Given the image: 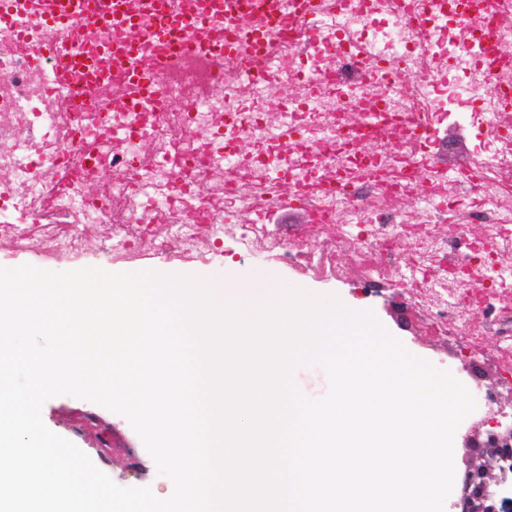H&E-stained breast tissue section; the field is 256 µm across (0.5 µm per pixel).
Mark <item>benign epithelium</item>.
I'll list each match as a JSON object with an SVG mask.
<instances>
[{
  "label": "benign epithelium",
  "mask_w": 512,
  "mask_h": 512,
  "mask_svg": "<svg viewBox=\"0 0 512 512\" xmlns=\"http://www.w3.org/2000/svg\"><path fill=\"white\" fill-rule=\"evenodd\" d=\"M471 451L481 457L483 463L475 465L467 461L460 493L453 502L452 512H496L503 507L498 502L502 486L512 481V445L507 439L487 430L485 440H471Z\"/></svg>",
  "instance_id": "7a95c632"
}]
</instances>
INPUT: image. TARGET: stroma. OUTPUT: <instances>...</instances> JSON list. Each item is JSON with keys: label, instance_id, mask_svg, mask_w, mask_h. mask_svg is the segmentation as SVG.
I'll return each mask as SVG.
<instances>
[{"label": "stroma", "instance_id": "stroma-1", "mask_svg": "<svg viewBox=\"0 0 512 512\" xmlns=\"http://www.w3.org/2000/svg\"><path fill=\"white\" fill-rule=\"evenodd\" d=\"M31 265L49 271H70L90 267L88 259L58 258L43 254L39 243H32L27 252H19L12 243L0 241V267L16 268ZM102 269L110 272L155 271L167 275L213 273L264 275L282 291L303 289L317 295H335L350 309L372 311L389 333L402 341L409 352L429 361L435 367L450 371L466 387L490 379L483 366L460 359L455 337L431 340L422 329V314L418 307L403 301L398 295L365 296L353 284L340 283L310 271L287 266L275 259L248 254H236L214 260L198 258L182 260L161 258L151 242L138 244L136 258L121 256L101 261ZM45 425L56 434L70 440L87 454L93 463L122 487H151L156 496L169 497L172 481L157 471L142 440L122 415L91 401L71 396H57L42 407Z\"/></svg>", "mask_w": 512, "mask_h": 512}]
</instances>
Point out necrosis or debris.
Wrapping results in <instances>:
<instances>
[{"instance_id": "obj_1", "label": "necrosis or debris", "mask_w": 512, "mask_h": 512, "mask_svg": "<svg viewBox=\"0 0 512 512\" xmlns=\"http://www.w3.org/2000/svg\"><path fill=\"white\" fill-rule=\"evenodd\" d=\"M33 10L18 0L0 21L1 239L88 258L147 238L183 259L230 241L372 295L396 289L428 336H456L493 369L469 422L512 426V0H278L270 36L257 0H224L211 14L223 67L202 57L208 33L174 43L159 114L124 111L118 87L115 111H76V93L32 62L54 38ZM133 10L98 37L140 42L145 65L156 15ZM120 123L136 136L119 153ZM447 128L468 147L443 172ZM285 196L306 216L293 240L264 221ZM89 224L112 232L89 246Z\"/></svg>"}]
</instances>
